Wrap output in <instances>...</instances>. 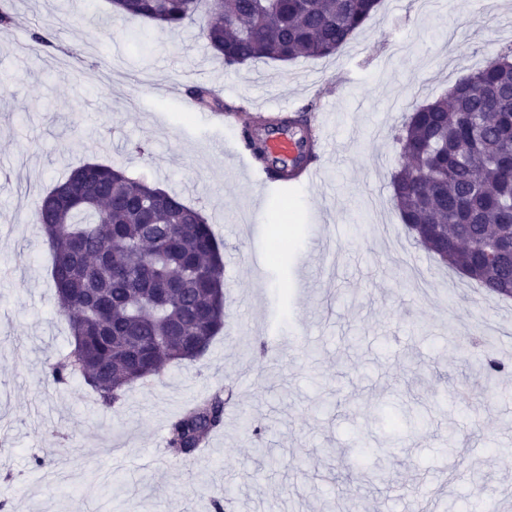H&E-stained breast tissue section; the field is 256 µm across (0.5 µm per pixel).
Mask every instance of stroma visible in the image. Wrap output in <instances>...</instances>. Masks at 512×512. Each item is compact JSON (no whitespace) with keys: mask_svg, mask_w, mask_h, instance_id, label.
Masks as SVG:
<instances>
[{"mask_svg":"<svg viewBox=\"0 0 512 512\" xmlns=\"http://www.w3.org/2000/svg\"><path fill=\"white\" fill-rule=\"evenodd\" d=\"M0 26V502L11 512H497L512 501V365L479 371L512 299L415 245L392 201L395 136L415 108L512 52V4L422 11L382 0L335 54L227 67L200 31L109 22L108 0H9ZM55 20L53 48H29ZM183 93L167 95L166 85ZM223 84L188 108L185 88ZM315 103L329 134L321 183L251 189L219 104ZM145 154H138L137 146ZM85 162L205 210L224 243L226 327L103 406L48 366L70 348L31 204ZM311 253L318 282L299 287ZM458 334L463 349L449 347ZM232 388L264 425L227 419L187 465L145 448L197 399ZM269 451L262 461L258 448ZM47 466L34 467L33 456Z\"/></svg>","mask_w":512,"mask_h":512,"instance_id":"35a3bbf8","label":"stroma"}]
</instances>
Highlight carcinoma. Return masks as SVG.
I'll return each instance as SVG.
<instances>
[{"instance_id": "carcinoma-1", "label": "carcinoma", "mask_w": 512, "mask_h": 512, "mask_svg": "<svg viewBox=\"0 0 512 512\" xmlns=\"http://www.w3.org/2000/svg\"><path fill=\"white\" fill-rule=\"evenodd\" d=\"M207 2L202 35L232 67L335 53L376 11L379 0H110L111 18L144 20L161 32L193 20ZM396 142L418 162L391 174L392 199L415 242L490 294L512 297V251L486 264L487 248L512 245V61L503 55L413 110ZM245 151L288 188L314 158L279 166L263 141ZM53 254L59 310L72 351L47 373L57 385L81 374L103 405L164 363L195 361L224 328L223 244L206 213L179 195L85 163L33 204ZM170 287L165 293L155 289ZM216 393L169 424L168 455L188 462L224 426Z\"/></svg>"}]
</instances>
